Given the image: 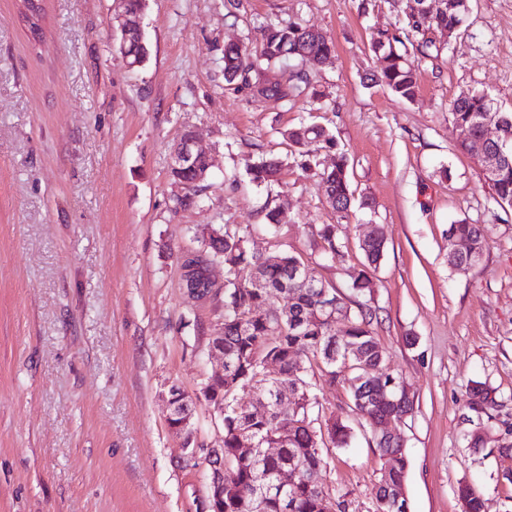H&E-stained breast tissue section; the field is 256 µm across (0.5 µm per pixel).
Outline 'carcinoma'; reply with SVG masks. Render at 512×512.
Wrapping results in <instances>:
<instances>
[{"instance_id":"carcinoma-1","label":"carcinoma","mask_w":512,"mask_h":512,"mask_svg":"<svg viewBox=\"0 0 512 512\" xmlns=\"http://www.w3.org/2000/svg\"><path fill=\"white\" fill-rule=\"evenodd\" d=\"M454 16L443 11L417 23L406 20L401 35L389 37L384 31L371 35L370 46L378 61V70L372 81L388 88L406 100L415 97L418 88V64L407 52L399 49L404 42L416 44V51L429 55L434 42L425 38L426 30L448 26ZM260 41L255 45L230 42L224 45V79L235 89H243L247 78H259V73L271 66L288 72L286 88L278 85L268 88L266 98L287 101L309 86L306 73L298 65L315 66L332 55V45L312 26L297 22L265 23L259 26ZM487 106L486 94L469 99H453L448 115L458 132L457 148L472 153L471 140L482 134L481 119ZM502 142L487 145V150L500 155L493 174L484 175L492 198L501 203L512 200V113L503 112ZM291 153L302 157L301 169L317 173L327 195L333 198L332 207L337 223L323 224L317 231L314 246L330 260L344 247L341 239L342 220L349 217L352 208H372L365 198L355 203L345 154L338 156L336 167L316 172V153L334 146V139L319 124L303 125L285 132ZM206 161L195 160L193 165L171 171L175 182H192L197 172L204 170ZM282 167L277 157H261L246 164L247 174L255 184L268 185L276 180ZM485 226L459 221L448 227V264L457 270H468L482 257ZM462 242L475 250L469 255L454 251L455 243ZM386 237L383 229H374V236L362 240L360 248L365 257V268L353 277L347 291L317 281L312 287L294 272L303 266L302 257L285 253L279 263L262 271V287L243 280V269L256 265L258 258L250 252L243 235L235 227L226 225L212 229L204 239L207 251L220 254L224 263V377L206 380L211 395L210 405L224 407V512H322V501L327 492L320 482L325 464L324 442L317 434L320 410L315 393L316 377L335 384L342 369L349 366L352 375L346 378L353 410L371 427L379 420L403 418L415 405L398 402L401 377L386 374L371 377V371L380 367L385 353L372 328L375 312L358 297L371 292L367 270L377 268L384 256ZM280 295L288 306V319L282 324L268 318L256 317L253 312L266 308L267 294ZM336 304V320L347 324L339 329L331 324L326 306ZM357 310H352V307ZM359 356L346 358L347 348ZM275 360L280 366L276 377L262 375V365ZM250 389L268 403V409L258 414L237 397L240 390ZM288 390L295 394L296 408L283 411L277 407L278 394ZM497 406L493 389L476 382L466 391L465 407L480 416L492 418L489 411ZM330 442L335 448H345L352 438L351 427L332 415L324 420ZM251 430L259 445L279 440V453L265 457L259 453L245 454L240 450V430ZM379 456L391 461L389 470L382 473L375 495V512H408L393 507L387 500L388 491L406 482L409 459L399 441L380 440L371 436ZM292 467L298 471L296 483L288 490V500L262 492L263 484L280 469ZM458 497L465 502V512H483L480 495L469 485L458 488Z\"/></svg>"}]
</instances>
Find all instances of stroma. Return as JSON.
<instances>
[{"instance_id":"35a3bbf8","label":"stroma","mask_w":512,"mask_h":512,"mask_svg":"<svg viewBox=\"0 0 512 512\" xmlns=\"http://www.w3.org/2000/svg\"><path fill=\"white\" fill-rule=\"evenodd\" d=\"M33 42L19 0H0V512H206L207 472L182 461L162 396L178 385L196 404L198 442L222 435L200 392L222 369L208 337L224 298L191 302L179 257L197 231L236 225L266 259L302 256L315 279L346 286L364 262L359 241L382 225L388 246L369 277L382 372L414 391L398 424L410 460V512H461L473 485L483 512H512V460L498 447L512 424V207L497 204L479 166L456 147L448 105L482 91L512 112V0H469L460 33L418 57V91L402 100L370 82L371 32L401 27L409 0H146V62L115 46L116 0H43ZM321 30L331 59L309 68L311 93L291 105L226 87L224 46L260 22ZM345 153L352 212L335 262L312 233L337 221L319 184L294 162L271 187L245 161L289 150L285 130L310 122ZM212 159L198 203L177 204L170 174L184 130ZM288 221L262 226L269 208ZM488 227L468 271L448 264V227ZM475 381L495 391L493 421L463 406ZM324 414L353 430L327 448L322 474L348 512H374L384 462L350 409L348 386L322 385ZM482 432L481 450L469 448Z\"/></svg>"}]
</instances>
